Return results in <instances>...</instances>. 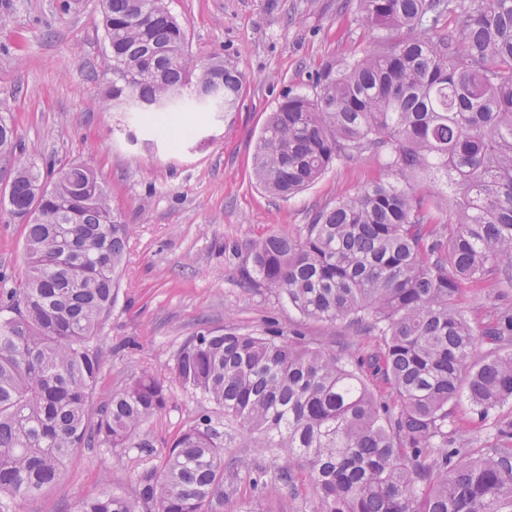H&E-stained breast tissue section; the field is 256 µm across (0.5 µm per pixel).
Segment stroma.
<instances>
[{
	"mask_svg": "<svg viewBox=\"0 0 512 512\" xmlns=\"http://www.w3.org/2000/svg\"><path fill=\"white\" fill-rule=\"evenodd\" d=\"M198 61L212 55L243 76L237 107L200 108L194 133L154 135L136 112H116L107 96L112 63L100 24V0H0V111L20 146L42 171L73 164L93 169L124 223L133 227L117 298L98 342L106 352L97 397L147 370L170 384L167 411L144 428L151 454L75 449L66 477L26 501L0 499V512H75L79 498L115 475L132 486L159 465L168 444L195 419L201 401L176 385L175 357L201 329L298 332L305 342L361 358L378 336L339 321L303 316L280 296L244 287L241 269L253 241L297 234L312 212L335 205L368 182L387 178L371 153L333 163L312 185L282 200L253 173L257 141L271 112L289 94L313 93L318 72L376 34L356 22L358 0H166ZM23 227L0 215V289L22 276ZM458 447L488 444L491 421L466 399L452 407ZM310 486L267 497L249 479L234 504L252 512H310Z\"/></svg>",
	"mask_w": 512,
	"mask_h": 512,
	"instance_id": "stroma-1",
	"label": "stroma"
}]
</instances>
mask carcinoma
Returning <instances> with one entry per match:
<instances>
[{"label": "carcinoma", "instance_id": "cac0c4a2", "mask_svg": "<svg viewBox=\"0 0 512 512\" xmlns=\"http://www.w3.org/2000/svg\"><path fill=\"white\" fill-rule=\"evenodd\" d=\"M101 22L108 96L135 98L153 130L191 122L190 105H165L174 89L199 102L219 85L223 109L237 103L241 75L219 57L197 63L163 0H101ZM357 22L385 47L324 67L314 96L285 97L254 170L284 199L365 152L390 178L314 212L296 236L251 243L242 276L308 318L376 333L379 348L349 360L280 333L197 332L175 375L209 407L132 490L114 477L77 512H224L239 476L232 442L272 454L254 488L300 478L312 512H512V422L474 453L450 430L463 395L482 420L512 400V307L491 304L476 327L457 307L465 283L512 288V0H359ZM13 140L0 113V152ZM422 174L454 186V203L418 185ZM1 209L23 225L27 268L0 291V498L24 501L62 481L77 448L150 452L141 428L171 391L141 372L89 422L105 360L95 340L131 233L97 175L71 165L47 182L19 156ZM482 339L491 352L473 362Z\"/></svg>", "mask_w": 512, "mask_h": 512}]
</instances>
